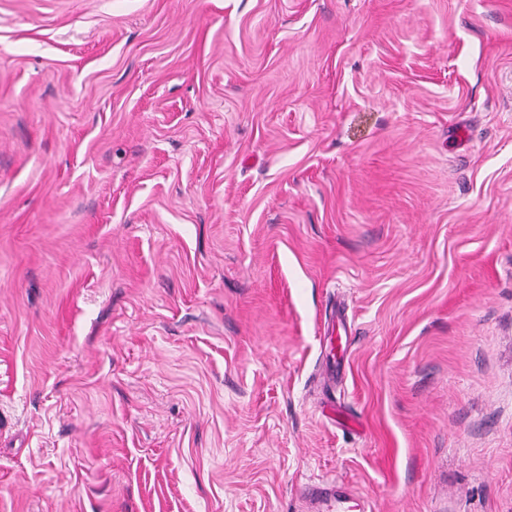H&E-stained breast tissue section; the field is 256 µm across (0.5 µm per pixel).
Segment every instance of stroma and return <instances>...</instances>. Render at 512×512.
I'll list each match as a JSON object with an SVG mask.
<instances>
[{"label":"stroma","instance_id":"stroma-1","mask_svg":"<svg viewBox=\"0 0 512 512\" xmlns=\"http://www.w3.org/2000/svg\"><path fill=\"white\" fill-rule=\"evenodd\" d=\"M320 481L512 512V0H0V512Z\"/></svg>","mask_w":512,"mask_h":512}]
</instances>
